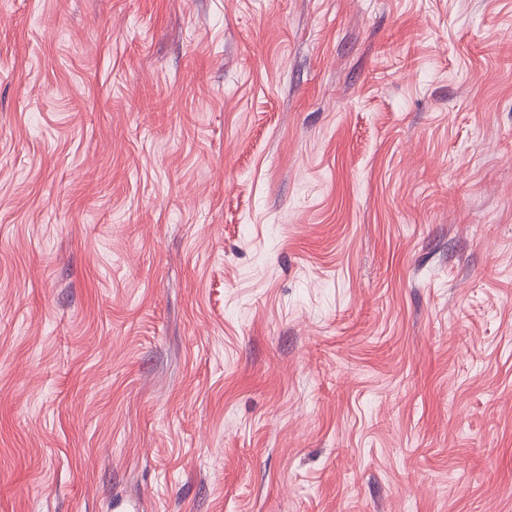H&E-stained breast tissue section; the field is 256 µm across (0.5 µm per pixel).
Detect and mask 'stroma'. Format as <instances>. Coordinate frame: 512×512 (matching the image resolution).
I'll list each match as a JSON object with an SVG mask.
<instances>
[{
    "label": "stroma",
    "instance_id": "1",
    "mask_svg": "<svg viewBox=\"0 0 512 512\" xmlns=\"http://www.w3.org/2000/svg\"><path fill=\"white\" fill-rule=\"evenodd\" d=\"M512 512V0H0V512Z\"/></svg>",
    "mask_w": 512,
    "mask_h": 512
}]
</instances>
